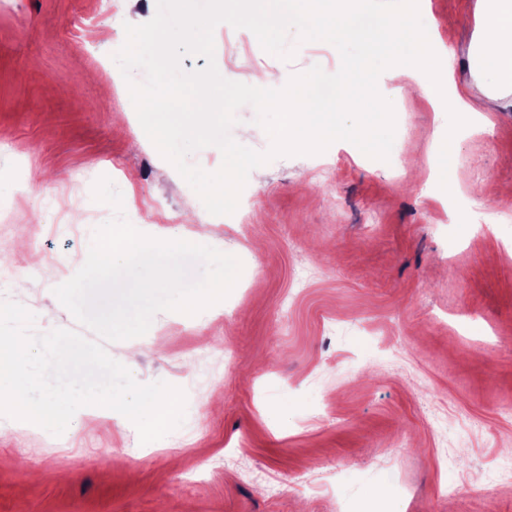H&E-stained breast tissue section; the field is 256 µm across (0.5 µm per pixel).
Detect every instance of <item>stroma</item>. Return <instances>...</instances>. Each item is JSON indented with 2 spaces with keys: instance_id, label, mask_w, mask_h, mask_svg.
I'll use <instances>...</instances> for the list:
<instances>
[{
  "instance_id": "stroma-1",
  "label": "stroma",
  "mask_w": 512,
  "mask_h": 512,
  "mask_svg": "<svg viewBox=\"0 0 512 512\" xmlns=\"http://www.w3.org/2000/svg\"><path fill=\"white\" fill-rule=\"evenodd\" d=\"M476 0H427L422 21L457 88L468 87ZM155 0H0V247L13 253L0 300L36 314L35 330L95 339L69 310L39 319L85 263L86 241L114 216L93 198L109 177L124 211L157 198L170 218L210 215L144 138L128 89L97 77L124 23ZM254 69L282 81L339 71L326 41L289 32L292 60L246 29ZM425 74L403 65L377 82L402 146L388 160L353 144L279 156L246 183L251 221L213 225L242 272L221 310L160 312L132 370L186 395L184 420L158 444L133 423L75 418L61 435L0 415V512H512V112L448 135L441 98L398 97ZM453 149L441 189L438 149ZM484 195L483 223L465 199ZM280 486L269 496L267 484Z\"/></svg>"
}]
</instances>
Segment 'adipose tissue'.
Here are the masks:
<instances>
[{
  "mask_svg": "<svg viewBox=\"0 0 512 512\" xmlns=\"http://www.w3.org/2000/svg\"><path fill=\"white\" fill-rule=\"evenodd\" d=\"M468 67L482 98L456 97V111L475 124L487 112H512V0H477Z\"/></svg>",
  "mask_w": 512,
  "mask_h": 512,
  "instance_id": "obj_1",
  "label": "adipose tissue"
}]
</instances>
